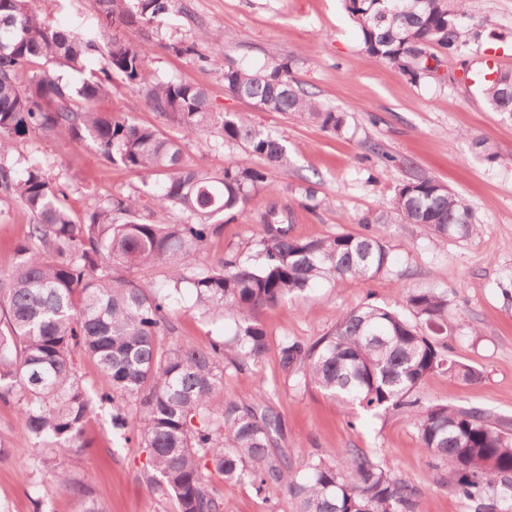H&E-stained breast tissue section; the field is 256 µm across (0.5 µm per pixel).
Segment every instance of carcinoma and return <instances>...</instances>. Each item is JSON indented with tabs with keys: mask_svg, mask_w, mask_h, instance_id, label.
Masks as SVG:
<instances>
[{
	"mask_svg": "<svg viewBox=\"0 0 512 512\" xmlns=\"http://www.w3.org/2000/svg\"><path fill=\"white\" fill-rule=\"evenodd\" d=\"M179 2L99 0V34L85 35L51 24L32 0H0V192L33 217L0 269V406L13 409L21 432L41 449L32 461L36 470L89 447L85 433L95 404L107 407L112 432L144 449L150 485L172 498L177 512H224V496L209 482L213 473L249 484L258 496L283 487L296 512H416L418 488L358 448L340 465L317 458L294 468L278 446L283 419L271 398L241 403L224 390V375L268 354L262 310L318 283L368 282L391 271L394 254L373 225L421 224L438 236L468 238L478 229L471 208L438 181L413 176L386 209L358 220L364 232L301 237L293 233L291 211L272 201L260 215L252 254L230 251L193 265L209 240L224 233V216L270 187L271 171H288V147L246 113L213 111L204 88L158 78L147 50L120 35ZM344 4L365 54L414 82L431 72L434 50L456 57L482 37L465 23L471 0ZM92 55L103 61L98 73L87 71ZM114 75L182 138L215 129L223 143L264 165L230 161L214 176L185 164L181 142L158 126L98 111ZM480 85L494 111L512 115V70L493 69ZM224 87L326 132L345 126L344 113L290 78L286 58L259 68L229 59ZM36 131L90 142L143 184L159 185L151 199L180 215L179 222L147 223L141 198L122 194L76 222L62 185L39 161L19 167L9 159ZM153 267L167 270L168 287L139 276ZM184 289L198 308L231 312L232 335L205 347L178 341L170 306ZM407 304L420 322L437 326L448 293L411 290ZM79 357L99 366L103 386L94 396L79 375ZM278 358L286 376L342 404L404 412L439 483L451 481L468 512H512V420L474 406L423 404L417 391L429 376L476 382L481 373L452 360L416 324L368 304L342 314L314 343L284 339ZM55 481L83 502V512H106L85 482L64 470Z\"/></svg>",
	"mask_w": 512,
	"mask_h": 512,
	"instance_id": "obj_1",
	"label": "carcinoma"
}]
</instances>
